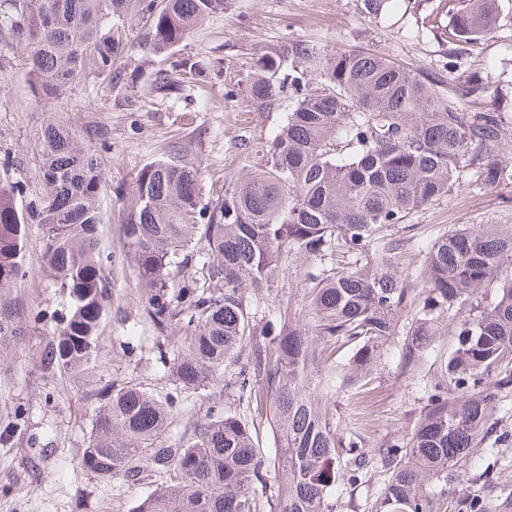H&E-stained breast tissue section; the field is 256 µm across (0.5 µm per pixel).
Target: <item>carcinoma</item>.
<instances>
[{
    "label": "carcinoma",
    "instance_id": "obj_1",
    "mask_svg": "<svg viewBox=\"0 0 512 512\" xmlns=\"http://www.w3.org/2000/svg\"><path fill=\"white\" fill-rule=\"evenodd\" d=\"M145 32L133 36L131 8ZM224 0H0V24L28 51L34 102L47 113L35 178L42 198L18 205L24 184L0 162V359L30 334L16 288L26 279L28 225L43 233V260L68 297L42 351L53 373H79L99 350L112 306L116 259L145 288L146 313L161 331L192 334L171 359L174 391L160 397L126 381L92 392L94 425L80 465L129 485L170 476L135 512H265L257 484L270 462L259 445V406L272 408L280 438V512H335L336 487L364 483L365 435L341 423L321 386L336 348L351 352L339 388L358 392L406 317L404 371L433 379L410 436L379 448L384 487L372 512H448V485L470 481L472 449L499 438L500 403L512 393V224L451 227L427 242L424 287L399 266L392 230L452 190L469 172L486 185L512 181L501 160L512 145L503 116L483 101L489 85L452 78V89L374 52L346 53L292 41L278 54L232 68L253 112L283 98L291 112L267 138L244 144L250 172L205 193L206 166L170 141L132 183L112 187L120 256L101 246L98 155L112 148L104 126L81 133L51 100L92 74L113 90L134 49L162 56L169 74L208 82L210 71L181 44ZM448 39L472 44L495 25L496 0H448ZM304 258L309 322L279 305V323L254 300L275 287L283 258ZM224 385V401L176 444L166 443L183 395ZM255 411L251 417L241 408Z\"/></svg>",
    "mask_w": 512,
    "mask_h": 512
}]
</instances>
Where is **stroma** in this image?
<instances>
[{
  "label": "stroma",
  "instance_id": "1",
  "mask_svg": "<svg viewBox=\"0 0 512 512\" xmlns=\"http://www.w3.org/2000/svg\"><path fill=\"white\" fill-rule=\"evenodd\" d=\"M441 0H399L395 16L377 18L364 12L361 0H228L223 13L209 18L179 50L206 62L236 65L276 52L292 40H314L342 50L370 49L436 81L449 72L487 79L512 137V0H499L497 22L475 44L448 40L434 21L443 17ZM129 69L138 72L137 86L125 94L104 88L94 77L62 90L52 106L78 130L104 125L112 134L111 151L101 164L110 185L127 183L164 145L180 138L194 145L207 166V183L221 192L227 177L242 173L244 141L269 134L291 110L282 103L274 112H252L242 96L224 95L223 78L203 88L184 87L168 95L149 94L158 63L133 52ZM44 114L35 105L27 81V53L6 29H0V157L14 158L13 175L27 192L19 205L40 197L35 177ZM414 230L401 253V266L419 276L420 244L447 227L512 224V182L485 185L469 182L434 205L412 214ZM42 230L30 225L25 263L28 275L19 290L34 312L58 308L62 297L47 277L42 261ZM304 261L296 255L282 262L279 286L265 304L289 301L307 315V291L300 286ZM112 306L104 323L99 352L84 378L52 375L41 360L43 341L56 324L43 319L7 360L0 362V432L22 410L20 432L0 442V512H131L137 501L160 484L157 476L129 486L103 480L80 467L81 451L91 434V385L142 382L154 393L173 389L168 366L158 348L173 341L148 318L143 290L128 265L113 271ZM401 337L384 344L372 372V391L358 402L336 393V414L364 432L369 470L357 488L341 487L336 512H368L383 487L385 473L378 448L386 440L406 439L428 390L427 379L400 370ZM472 479L466 490L449 488L452 512H470L479 498L480 512H512V443L484 441L476 448Z\"/></svg>",
  "mask_w": 512,
  "mask_h": 512
}]
</instances>
